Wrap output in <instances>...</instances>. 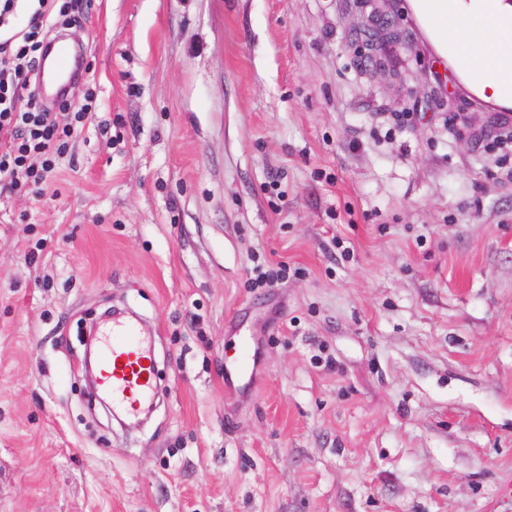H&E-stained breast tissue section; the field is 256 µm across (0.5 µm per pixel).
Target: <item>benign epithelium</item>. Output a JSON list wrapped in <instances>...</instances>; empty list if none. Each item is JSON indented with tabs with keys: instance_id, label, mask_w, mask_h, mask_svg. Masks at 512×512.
Instances as JSON below:
<instances>
[{
	"instance_id": "obj_1",
	"label": "benign epithelium",
	"mask_w": 512,
	"mask_h": 512,
	"mask_svg": "<svg viewBox=\"0 0 512 512\" xmlns=\"http://www.w3.org/2000/svg\"><path fill=\"white\" fill-rule=\"evenodd\" d=\"M364 6L372 7L368 14L361 17L353 28V35L369 47L371 53L366 55L363 64L380 72L386 68L387 51L398 47L413 50L414 43L409 35L400 30L393 16L383 7L390 0H361ZM479 135H512V121L509 123L494 118L487 127L477 130Z\"/></svg>"
}]
</instances>
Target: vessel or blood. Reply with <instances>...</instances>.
Instances as JSON below:
<instances>
[{"label":"vessel or blood","mask_w":512,"mask_h":512,"mask_svg":"<svg viewBox=\"0 0 512 512\" xmlns=\"http://www.w3.org/2000/svg\"><path fill=\"white\" fill-rule=\"evenodd\" d=\"M78 55L76 44L53 43L47 57L49 72L39 73L37 87L69 82L75 73ZM257 356L249 343H242L237 356L224 362V379L252 382L256 374ZM99 385L110 397L112 406L128 416H138L154 396V373L150 341L137 323L123 318L113 319L103 333L99 353Z\"/></svg>","instance_id":"vessel-or-blood-1"}]
</instances>
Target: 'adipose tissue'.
Listing matches in <instances>:
<instances>
[{"instance_id":"1","label":"adipose tissue","mask_w":512,"mask_h":512,"mask_svg":"<svg viewBox=\"0 0 512 512\" xmlns=\"http://www.w3.org/2000/svg\"><path fill=\"white\" fill-rule=\"evenodd\" d=\"M414 8L435 40L440 53L480 42L481 55L469 57L470 69L480 74L482 94L503 100L512 88V5L502 0H413ZM456 26H449V19Z\"/></svg>"}]
</instances>
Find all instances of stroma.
Instances as JSON below:
<instances>
[{
    "label": "stroma",
    "mask_w": 512,
    "mask_h": 512,
    "mask_svg": "<svg viewBox=\"0 0 512 512\" xmlns=\"http://www.w3.org/2000/svg\"><path fill=\"white\" fill-rule=\"evenodd\" d=\"M86 2L84 119L42 195L0 184V512H512V144L450 111L512 102L410 0L377 75L358 0ZM116 308L135 420L83 377ZM99 353V386L115 410L138 417L154 396L150 341L137 323L112 318ZM256 364V352H253L251 345L244 341L238 355L224 361L225 383L233 381L235 377L238 380H245L244 385L250 384L256 374Z\"/></svg>",
    "instance_id": "stroma-1"
}]
</instances>
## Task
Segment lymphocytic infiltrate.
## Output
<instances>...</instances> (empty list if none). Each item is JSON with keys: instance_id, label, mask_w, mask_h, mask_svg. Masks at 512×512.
I'll use <instances>...</instances> for the list:
<instances>
[{"instance_id": "obj_1", "label": "lymphocytic infiltrate", "mask_w": 512, "mask_h": 512, "mask_svg": "<svg viewBox=\"0 0 512 512\" xmlns=\"http://www.w3.org/2000/svg\"><path fill=\"white\" fill-rule=\"evenodd\" d=\"M21 37L0 38V180L41 191L57 156L66 153L81 116L69 112L67 101L58 111L36 108L32 75L45 53L51 13L68 17L71 0H37Z\"/></svg>"}]
</instances>
